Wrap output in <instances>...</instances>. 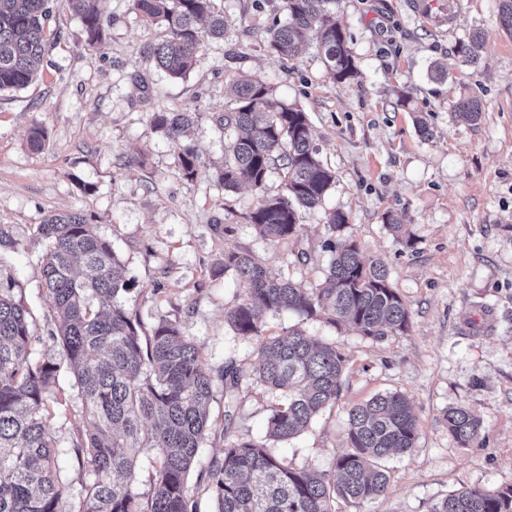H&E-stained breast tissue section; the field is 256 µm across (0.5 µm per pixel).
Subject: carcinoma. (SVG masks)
I'll return each mask as SVG.
<instances>
[{
    "instance_id": "carcinoma-1",
    "label": "carcinoma",
    "mask_w": 512,
    "mask_h": 512,
    "mask_svg": "<svg viewBox=\"0 0 512 512\" xmlns=\"http://www.w3.org/2000/svg\"><path fill=\"white\" fill-rule=\"evenodd\" d=\"M81 22L85 43L101 41L107 18L101 0H69ZM214 0H132L146 22L165 29L167 37L143 53L172 79L197 65L207 39H221L228 18ZM340 0H283L284 19L267 29L270 53L295 57L316 36L326 71L337 81L357 75L344 30L336 23ZM48 0H0V92L20 90L37 77L45 53ZM481 39L458 46L464 63L479 60ZM234 107L217 120L236 132L224 147L217 183L233 190L247 183L257 206L244 216L258 234L271 241L297 240L298 209L322 204L336 183L335 173L318 156L307 113L275 99L259 77L235 80ZM459 117L476 122L477 99L456 105ZM199 112L182 108L154 112L152 128L179 149L182 175L196 171L197 152L185 142ZM283 174V192L264 193L272 166ZM348 217L331 212L326 227L332 253L323 281L307 288L269 274L248 251L224 254V270L233 271L244 297L225 319L237 336L255 339L254 381L281 393L261 440L229 439L224 419V457L205 470L216 512H335L336 499L359 506L383 494L389 482L381 461L415 448L419 422L407 396L377 394L347 413V450L336 456L334 470L293 468L273 455L268 442L299 435L327 407L336 404L347 359L334 344L290 327L264 336L268 313L292 312L319 317L333 327L349 326L366 337L401 336L409 331L408 308L394 288L387 265L364 259L354 239L344 236ZM36 234L47 242L41 260L42 287L54 318L51 336L58 340L82 396L88 428L73 440L80 468L92 479L79 501L69 502L67 483L56 458V442L45 424L49 404L63 406L61 364L31 358L35 336L31 313L16 280L0 275V512H197L187 478L209 430L208 407L216 386L227 396L237 392L240 377L233 362L214 376L199 348L177 323L160 318L145 332L140 315L122 298L135 280L128 275L112 244L78 212L44 216ZM448 432L467 444L480 435L479 419L466 407L448 409ZM156 457L150 490H137L140 455ZM432 512H512V487L493 492L463 490L449 495Z\"/></svg>"
}]
</instances>
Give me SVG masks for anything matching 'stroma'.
<instances>
[{"label": "stroma", "mask_w": 512, "mask_h": 512, "mask_svg": "<svg viewBox=\"0 0 512 512\" xmlns=\"http://www.w3.org/2000/svg\"><path fill=\"white\" fill-rule=\"evenodd\" d=\"M410 2L340 0L336 20L358 75L337 82L317 43L288 61L268 51L266 30L281 0H216L231 24L223 39L205 42L183 79L164 76L142 55L163 30L140 19L131 0H104L109 25L93 46L68 0H49L38 79L0 93V224L19 243L0 252V274L14 276L32 313L33 358H63L42 295L45 243L35 226L51 212H79L136 281L125 306L148 325L177 322L208 370L230 359L243 377L234 399L214 392L198 462L206 467L224 455L223 427L238 441L263 438L282 401L253 381L255 340L225 321L244 296L235 274L220 268L225 253L250 251L270 274L317 286L330 260L326 217L340 211L346 235L388 265L411 326L376 340L319 319L268 314L267 334L296 324L348 359L335 406L299 436L271 443V452L296 468L331 470L347 446L348 409L399 391L419 419L415 448L385 461L383 495L356 508L337 502L336 512H431L457 491L512 486V30L500 23V0H426L424 16ZM475 33L483 48L472 67L457 46ZM243 75L261 77L277 99L307 112L314 145L336 176L322 205L302 211L296 244L265 240L245 224L258 201L249 186L228 191L216 182L225 142L216 119L230 103L227 86ZM466 98L481 101L479 121L456 117ZM185 107L199 112L190 180L177 149L149 124L151 113ZM37 122L48 140L34 152L27 137ZM389 214L404 224L403 239L385 228ZM59 383L67 402L51 408L46 426L75 501L89 475L70 445L87 422L72 374L62 371ZM457 405L482 424L467 444L445 422Z\"/></svg>", "instance_id": "obj_1"}]
</instances>
